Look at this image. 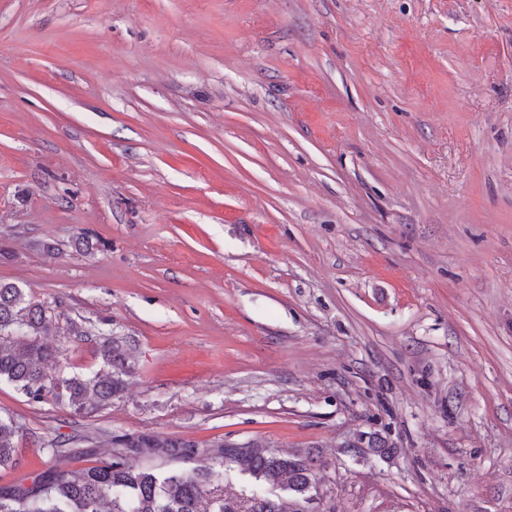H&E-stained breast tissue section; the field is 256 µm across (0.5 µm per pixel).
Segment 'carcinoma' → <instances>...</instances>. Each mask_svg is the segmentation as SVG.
<instances>
[{"label":"carcinoma","instance_id":"1","mask_svg":"<svg viewBox=\"0 0 512 512\" xmlns=\"http://www.w3.org/2000/svg\"><path fill=\"white\" fill-rule=\"evenodd\" d=\"M53 321V308L13 283L0 282V381L11 383L33 402L61 399L77 414L111 403L132 373L127 350L104 338L99 343V371L50 377L47 364L57 357L47 338ZM19 433L14 419L0 417V468L16 464ZM96 451L109 461L78 474L51 468L27 486L0 487V512H235L220 486L228 462L241 474L287 493L294 502L309 501L315 485L316 460L308 452L281 455L256 445L241 454L223 448L213 465L187 472L163 470L154 462L199 457L200 446L193 441L156 434L116 435ZM288 508L281 498L262 496L252 512H288Z\"/></svg>","mask_w":512,"mask_h":512}]
</instances>
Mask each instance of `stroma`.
Here are the masks:
<instances>
[{
	"instance_id": "obj_1",
	"label": "stroma",
	"mask_w": 512,
	"mask_h": 512,
	"mask_svg": "<svg viewBox=\"0 0 512 512\" xmlns=\"http://www.w3.org/2000/svg\"><path fill=\"white\" fill-rule=\"evenodd\" d=\"M0 282L48 374L134 361L84 415L0 381V486L146 432L311 452L304 512H512V0H0ZM19 433L14 419L0 417V468H9L16 464Z\"/></svg>"
}]
</instances>
